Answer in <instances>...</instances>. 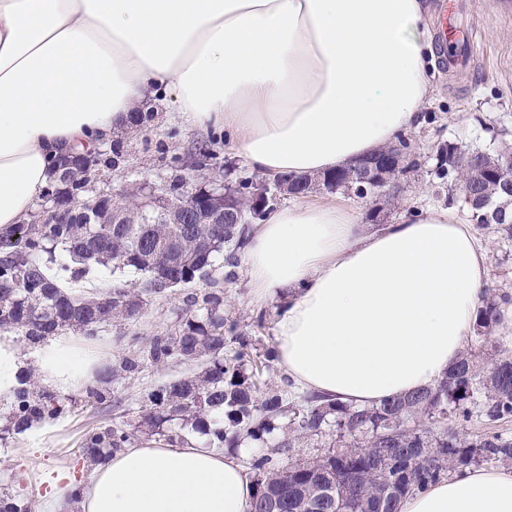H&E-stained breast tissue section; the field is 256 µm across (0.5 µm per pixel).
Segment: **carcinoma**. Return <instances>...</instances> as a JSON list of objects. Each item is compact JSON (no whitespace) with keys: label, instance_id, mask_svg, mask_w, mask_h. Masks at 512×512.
Here are the masks:
<instances>
[{"label":"carcinoma","instance_id":"1","mask_svg":"<svg viewBox=\"0 0 512 512\" xmlns=\"http://www.w3.org/2000/svg\"><path fill=\"white\" fill-rule=\"evenodd\" d=\"M450 141L438 147L434 176L447 190L470 177L469 166L454 159ZM156 152L168 170L169 197L182 207V223L168 222L162 207L133 189L122 212H142L144 218L126 224L112 222V203L103 198L67 221L48 219L0 233V333L20 336L38 345L68 330L93 335L114 322L133 320L153 297L185 291V317L172 333L151 337L136 354L86 388V396L102 403L118 377L139 372L144 362L205 361L199 374L170 379L148 392L140 420L132 427L110 425L91 431L79 448V459L90 470L103 459L134 444L137 437L168 443L185 441L192 433L209 436V445L236 448L241 434L263 442L288 417L272 454L252 460L256 471L253 512H263L271 497L288 492L282 512H313L318 490L336 486V500L323 503L322 512H397L406 496L466 468L483 464H512V438L499 432L470 435L464 425L478 418L484 423L512 419V354L493 336L500 322V300L482 297L476 350L467 349L435 386L378 405L357 406L306 394L293 408L287 391L269 387L265 365L228 353L240 341L238 321L224 312L220 291L192 288L211 277L213 259L224 256L225 278L235 275L239 249L249 226L264 220L274 200L256 207L252 189L261 180L233 181L235 204L243 211L239 224H212L216 206L210 203L212 186L199 183L197 197L179 199L188 163L186 156L169 153L166 144ZM123 170L127 153L121 142L90 158L73 157L52 170L41 200L68 201L88 185L86 174L98 167ZM326 174H285L288 193H334ZM509 174L489 173L472 185L475 201L464 202L471 223L511 233L512 224L485 218L502 202V182ZM62 249L69 262L57 266L55 278L46 274ZM98 266L134 278L92 296L63 290L62 281H77ZM72 403L27 378L13 391L5 432L22 433L59 417ZM320 442L321 452L302 462L283 465V458L309 440ZM0 512H32L30 502L0 491Z\"/></svg>","mask_w":512,"mask_h":512}]
</instances>
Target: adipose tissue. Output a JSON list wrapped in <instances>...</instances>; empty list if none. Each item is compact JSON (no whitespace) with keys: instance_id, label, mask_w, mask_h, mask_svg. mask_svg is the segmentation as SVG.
I'll return each mask as SVG.
<instances>
[{"instance_id":"obj_1","label":"adipose tissue","mask_w":512,"mask_h":512,"mask_svg":"<svg viewBox=\"0 0 512 512\" xmlns=\"http://www.w3.org/2000/svg\"><path fill=\"white\" fill-rule=\"evenodd\" d=\"M436 56L426 0H0V230L21 224L54 160L124 131L146 96L224 133L254 171L348 166L420 126ZM488 258L453 208L366 228L334 199L271 211L243 257L276 298L278 361L304 390L372 404L440 380L475 332ZM60 388L96 365L50 340ZM220 448L139 442L95 465L78 512H250ZM58 498L52 512H69ZM400 512H512V470L475 468Z\"/></svg>"}]
</instances>
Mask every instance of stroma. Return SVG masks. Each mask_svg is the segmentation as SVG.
I'll use <instances>...</instances> for the list:
<instances>
[{
	"mask_svg": "<svg viewBox=\"0 0 512 512\" xmlns=\"http://www.w3.org/2000/svg\"><path fill=\"white\" fill-rule=\"evenodd\" d=\"M427 4L434 17L444 6L454 11L457 25L473 40L474 59L452 68L445 57H438L434 91L423 111V122L408 134L419 168L409 173V187L397 206L381 211L378 220L384 224L397 223L413 207H446L445 196L435 192L432 176L439 144H512V0H498L492 7L483 5L482 0H427ZM152 108L155 119L148 130L124 142L129 153L127 170L100 172L92 179V193L117 196L135 180L163 181L165 169L152 143L164 140L171 152L182 153L203 139V132L181 128L172 98L153 102ZM172 130L177 136L171 140L167 134ZM479 236L489 253L488 292L512 293V238L485 230ZM214 264L224 306L238 317L247 352L274 349L277 303H256L244 272H236L234 279L228 280L223 258H215ZM183 308L181 295L175 293L148 302L135 321L113 323L92 337L79 331L71 332L70 337L87 358L111 367L119 358L136 352L147 339L177 328ZM260 314L265 317L261 329L254 323ZM197 370V365L177 361L144 365L141 372L114 381L110 398L102 404L86 398L83 389H74V405L59 418L0 440V489L30 498L33 512H48L56 490L88 480L90 473L78 464L75 452L89 431L115 422L135 424L145 393Z\"/></svg>",
	"mask_w": 512,
	"mask_h": 512,
	"instance_id": "obj_1",
	"label": "stroma"
}]
</instances>
